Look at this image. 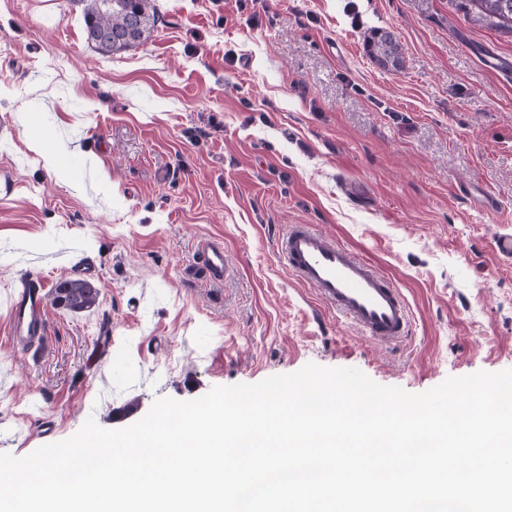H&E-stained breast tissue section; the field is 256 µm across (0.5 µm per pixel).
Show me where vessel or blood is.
<instances>
[{
    "mask_svg": "<svg viewBox=\"0 0 512 512\" xmlns=\"http://www.w3.org/2000/svg\"><path fill=\"white\" fill-rule=\"evenodd\" d=\"M195 251V273L211 281L221 280L226 271L223 244L202 238ZM278 251L292 276L315 288L322 302L369 338L393 343L406 334L410 315L400 290L350 249L311 225L292 224L279 238ZM45 288V282L39 281L11 295L14 337L26 339L42 331Z\"/></svg>",
    "mask_w": 512,
    "mask_h": 512,
    "instance_id": "obj_1",
    "label": "vessel or blood"
}]
</instances>
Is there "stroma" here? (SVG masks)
<instances>
[{
  "label": "stroma",
  "instance_id": "1",
  "mask_svg": "<svg viewBox=\"0 0 512 512\" xmlns=\"http://www.w3.org/2000/svg\"><path fill=\"white\" fill-rule=\"evenodd\" d=\"M155 3L150 38L101 70L70 0H0V453L310 362L415 394L512 369L495 249L512 232V31L468 0ZM378 27L402 70L368 55ZM30 130L63 141L57 171ZM291 224L391 278L408 337L372 341L299 284L277 252ZM202 237L224 245L220 281L185 275ZM70 248L98 305H45L42 338L16 345L10 294L70 278ZM25 144L30 151L40 155L44 161V167L53 171L57 168L58 152L49 147L48 138L43 134L31 135L25 138Z\"/></svg>",
  "mask_w": 512,
  "mask_h": 512
}]
</instances>
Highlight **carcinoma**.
Masks as SVG:
<instances>
[{
  "label": "carcinoma",
  "mask_w": 512,
  "mask_h": 512,
  "mask_svg": "<svg viewBox=\"0 0 512 512\" xmlns=\"http://www.w3.org/2000/svg\"><path fill=\"white\" fill-rule=\"evenodd\" d=\"M82 9L86 42L101 54H115L142 45L156 23L154 0H72ZM489 25L512 30V0H468ZM368 46L373 60L388 71L403 68L404 52L394 32L378 28ZM99 290L85 279L59 281L51 291L57 308L81 313L96 307Z\"/></svg>",
  "instance_id": "1"
}]
</instances>
